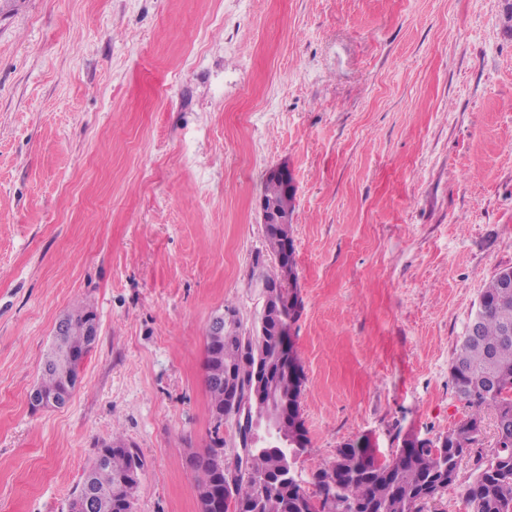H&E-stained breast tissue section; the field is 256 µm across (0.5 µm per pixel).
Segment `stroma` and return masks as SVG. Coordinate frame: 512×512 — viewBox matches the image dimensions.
I'll list each match as a JSON object with an SVG mask.
<instances>
[{
	"label": "stroma",
	"mask_w": 512,
	"mask_h": 512,
	"mask_svg": "<svg viewBox=\"0 0 512 512\" xmlns=\"http://www.w3.org/2000/svg\"><path fill=\"white\" fill-rule=\"evenodd\" d=\"M503 0H0V512H68L99 443L135 512H198L206 330L252 329L270 169L296 178L309 446L391 458L471 409L450 363L512 267ZM92 310L71 402L34 409L56 321Z\"/></svg>",
	"instance_id": "1"
}]
</instances>
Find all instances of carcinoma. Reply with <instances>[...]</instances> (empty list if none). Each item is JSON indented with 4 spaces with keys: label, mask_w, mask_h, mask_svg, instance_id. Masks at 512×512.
Returning a JSON list of instances; mask_svg holds the SVG:
<instances>
[{
    "label": "carcinoma",
    "mask_w": 512,
    "mask_h": 512,
    "mask_svg": "<svg viewBox=\"0 0 512 512\" xmlns=\"http://www.w3.org/2000/svg\"><path fill=\"white\" fill-rule=\"evenodd\" d=\"M262 195L274 200L285 221L265 225V251L273 260L265 268L267 282L274 286L280 312L296 319L298 281L296 260H279L282 242L293 239L295 193L279 180H265ZM480 335L464 336L450 365L452 382L460 398L472 408L471 414L455 429L418 448L409 445L410 437L391 459L381 462L369 439L347 442L336 451L335 459L312 475L311 484L319 502L301 486L287 478L293 448L267 443L249 451L245 469L235 479L236 512H425L430 501L444 495L459 481V462L477 453L479 465L462 488L469 512H512V300L500 297L499 276H494L480 298ZM90 310L77 307L66 315L67 324L61 342L52 346L43 361L39 393L59 398L76 388L71 359L86 354L91 344L87 331ZM250 358H245L243 342L206 337L205 385L209 410L214 422V436L201 452H192L188 463L198 474V487L216 492V509L223 507L224 475L211 460L213 450L224 448L219 436L224 420L220 413L228 398L218 374L233 371L240 382V393L248 398L250 414L261 423L265 402L249 393L253 362L269 366L278 359L280 336L277 323L255 326L247 336ZM494 381L487 385L486 373ZM510 420L496 435L492 447L476 449L483 428V410ZM144 468L137 448L115 434L106 452L96 453L83 482L72 497H81L88 486L95 495L84 498L80 512H129L134 506L138 482L126 483L132 464Z\"/></svg>",
    "instance_id": "1"
}]
</instances>
